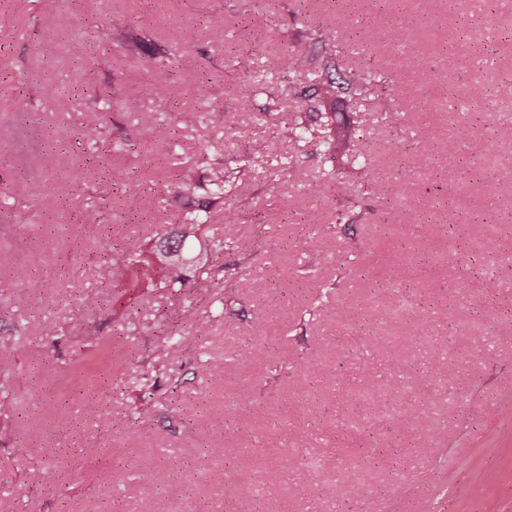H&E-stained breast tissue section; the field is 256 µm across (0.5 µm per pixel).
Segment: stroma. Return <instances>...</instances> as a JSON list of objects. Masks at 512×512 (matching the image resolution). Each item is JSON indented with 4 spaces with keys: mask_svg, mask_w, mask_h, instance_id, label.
Masks as SVG:
<instances>
[{
    "mask_svg": "<svg viewBox=\"0 0 512 512\" xmlns=\"http://www.w3.org/2000/svg\"><path fill=\"white\" fill-rule=\"evenodd\" d=\"M58 9L71 26L40 0H0V252L29 271L16 288L0 268V371L15 379L14 409L0 415V512H140L157 493L167 512H222L229 474L257 488L238 512H512V334L497 331L512 319V181L490 175L491 164L512 166V109L491 107L512 97V0ZM318 23L335 27L334 41L312 46L303 71L282 69L279 58ZM392 25L408 47L387 40ZM356 69L385 77L382 98L345 91L318 110L276 94L288 82L342 84ZM193 70L200 81L184 84ZM157 78L180 85L179 98L145 94ZM474 79L482 96L453 104L451 91ZM215 103L236 140L208 120ZM382 104L385 121L371 123ZM91 125L93 144L81 137ZM465 125L449 165L444 144ZM343 126L363 155L327 147L329 129ZM260 141L270 152H253ZM360 166L385 194L363 181L346 199L322 194L327 175ZM216 168L228 181L221 195L209 187ZM177 172L199 183L193 196L178 195ZM276 172L293 176L287 194L270 191ZM228 203L239 223H225ZM315 210L321 222L309 221ZM193 217L200 244L185 286L146 290L133 271L101 266V253L128 239L140 264L158 265L157 226L171 234ZM427 224L436 231L425 239ZM239 238L251 255L232 249ZM202 268L210 287L196 285ZM244 279L261 285L242 290ZM402 296L406 317L386 316ZM197 319L208 335L193 336ZM168 336L190 337L188 349L158 356ZM116 337L129 357L104 382L96 342ZM437 337L448 340L440 381L429 372ZM144 400L152 414L135 417ZM407 403L425 426L402 427ZM62 409L72 426H54ZM377 441L398 462L373 459ZM58 465L67 479L54 478ZM148 466L168 472L163 488L140 480Z\"/></svg>",
    "mask_w": 512,
    "mask_h": 512,
    "instance_id": "obj_1",
    "label": "stroma"
}]
</instances>
